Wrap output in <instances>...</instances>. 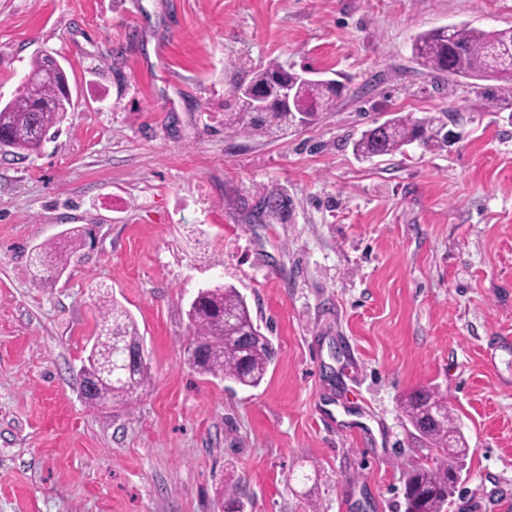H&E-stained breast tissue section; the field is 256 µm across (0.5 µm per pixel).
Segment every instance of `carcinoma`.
I'll list each match as a JSON object with an SVG mask.
<instances>
[{"label":"carcinoma","instance_id":"carcinoma-1","mask_svg":"<svg viewBox=\"0 0 512 512\" xmlns=\"http://www.w3.org/2000/svg\"><path fill=\"white\" fill-rule=\"evenodd\" d=\"M413 59L434 73L474 80L512 81V27L484 31L468 23L451 25L447 30L433 29L415 37ZM283 71L280 66L255 69L249 86L268 90L271 77ZM30 73L41 76L33 90L0 105V137L7 138V148L19 155L39 152L51 129L59 125L73 107L67 72L59 68L54 56L36 58ZM345 86L338 82L306 81L297 85L292 106L296 114L310 124L323 114L336 110ZM234 106L225 109L224 133L273 138L290 130L289 113L272 106L261 112L253 107L252 98L232 90ZM439 117L414 120L397 116L366 130L355 142V152L363 157L388 155L418 140L429 148L448 144ZM83 244L81 230L70 228L58 243L37 248L32 265L43 275L64 271L71 257ZM100 323L98 335L117 336L136 345L142 341L130 313L118 303L109 288L96 286ZM188 317L199 343L204 347L200 358H189L192 368L203 375L230 380L240 386L260 385L276 350L254 322L244 296L234 287L216 286L202 290L191 304ZM112 359L111 345L100 343L95 357L98 368L97 395L112 407L130 404L133 397L152 379L147 363L135 366L128 374L113 376L108 371ZM439 402L433 394L421 390L412 393L403 410L414 429L434 447V465H420L405 475V512H444L456 487L448 483V469L463 466L469 449L460 447L461 436L451 425L448 412L434 418L430 408Z\"/></svg>","mask_w":512,"mask_h":512}]
</instances>
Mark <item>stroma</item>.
<instances>
[{"label":"stroma","mask_w":512,"mask_h":512,"mask_svg":"<svg viewBox=\"0 0 512 512\" xmlns=\"http://www.w3.org/2000/svg\"><path fill=\"white\" fill-rule=\"evenodd\" d=\"M459 22L512 27V0H0V102L44 53L74 102L39 154L0 152V512H404L434 457L400 409L418 390L470 449L447 512L512 506V84L411 54ZM268 65L347 89L285 138L225 135ZM396 115L453 138L354 153ZM272 191L288 215L257 222ZM75 226L78 257L34 279ZM98 284L152 375L126 409L81 395ZM218 284L278 350L258 387L189 364V306Z\"/></svg>","instance_id":"stroma-1"}]
</instances>
